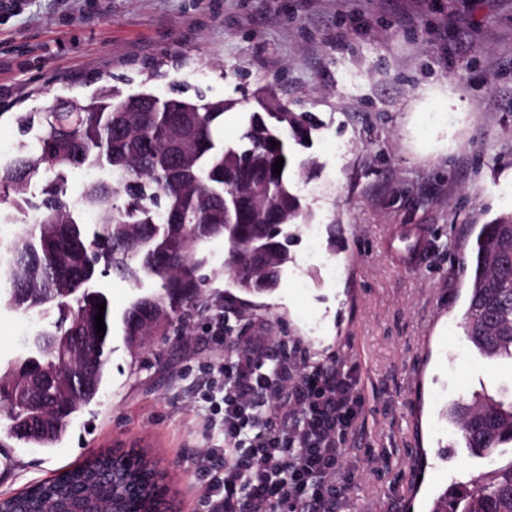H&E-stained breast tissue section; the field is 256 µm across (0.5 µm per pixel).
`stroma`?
<instances>
[{"label": "stroma", "mask_w": 512, "mask_h": 512, "mask_svg": "<svg viewBox=\"0 0 512 512\" xmlns=\"http://www.w3.org/2000/svg\"><path fill=\"white\" fill-rule=\"evenodd\" d=\"M202 90L237 140L267 87L317 124L293 149L309 213L278 287L226 304L234 353L263 337L297 371L345 368L361 407L343 444L349 489L336 512H428L449 484L486 473L442 418L449 401L512 389V362L468 347L459 322L483 224L512 215V0H25L0 18V166L15 112L87 98ZM425 235L418 270L402 237ZM56 309L0 305V371L28 353ZM106 379L53 447L16 443L0 498L104 451L137 450L164 471L169 512H198L193 461L220 443L197 383L214 358L207 321L132 354L114 330Z\"/></svg>", "instance_id": "35a3bbf8"}]
</instances>
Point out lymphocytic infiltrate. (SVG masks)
<instances>
[{
  "label": "lymphocytic infiltrate",
  "mask_w": 512,
  "mask_h": 512,
  "mask_svg": "<svg viewBox=\"0 0 512 512\" xmlns=\"http://www.w3.org/2000/svg\"><path fill=\"white\" fill-rule=\"evenodd\" d=\"M212 360L202 377L222 444L195 461L207 512H325L347 487L342 441L357 417L345 371L294 372L256 349Z\"/></svg>",
  "instance_id": "1"
}]
</instances>
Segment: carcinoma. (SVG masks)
Segmentation results:
<instances>
[{
	"mask_svg": "<svg viewBox=\"0 0 512 512\" xmlns=\"http://www.w3.org/2000/svg\"><path fill=\"white\" fill-rule=\"evenodd\" d=\"M238 144L216 139L226 104L201 91L192 98L149 93L123 97L110 86L91 98L65 100L48 112H15L23 140L0 171V193L24 214L36 212L5 247L0 291L25 312L54 304L62 317L35 331L38 356L0 374V418L7 436L51 448L71 417L97 396L109 362L112 308L92 288L98 271L157 288L136 295L120 317L126 340L142 348L155 336L190 334L192 310L206 300L202 246L222 239L224 269L244 294L277 288L291 259L290 228L307 214L291 182V144L307 143L316 124L270 91L257 95ZM284 158L281 174L273 164ZM104 168L108 181L84 184L67 197L65 176ZM51 172L45 198H28L32 179ZM99 222L92 235L81 215ZM512 215L481 226L470 264L463 336L483 357L512 360ZM106 303L105 334L96 333V305ZM85 337L84 350L70 337ZM448 421L468 456L489 458L512 446V399L474 392L448 405ZM155 470L144 455L102 453L8 497L12 512H61L86 498L97 512H155ZM430 512H512V456L488 474L455 482Z\"/></svg>",
	"mask_w": 512,
	"mask_h": 512,
	"instance_id": "1",
	"label": "carcinoma"
}]
</instances>
